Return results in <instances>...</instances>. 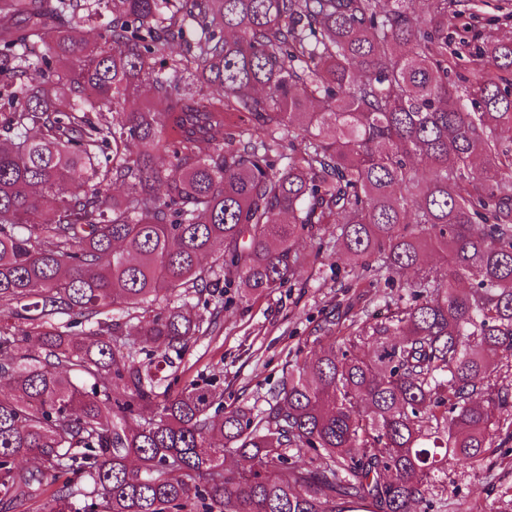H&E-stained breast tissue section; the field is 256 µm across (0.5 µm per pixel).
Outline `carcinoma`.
Returning a JSON list of instances; mask_svg holds the SVG:
<instances>
[{
    "label": "carcinoma",
    "instance_id": "1",
    "mask_svg": "<svg viewBox=\"0 0 512 512\" xmlns=\"http://www.w3.org/2000/svg\"><path fill=\"white\" fill-rule=\"evenodd\" d=\"M414 2L0 0V505L411 512L512 442V38L461 91L448 0ZM229 112L252 125L224 137ZM332 222L369 287L414 272L391 315L327 322L259 414L170 394L150 349L219 328L189 299L279 287Z\"/></svg>",
    "mask_w": 512,
    "mask_h": 512
}]
</instances>
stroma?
<instances>
[{
    "label": "stroma",
    "mask_w": 512,
    "mask_h": 512,
    "mask_svg": "<svg viewBox=\"0 0 512 512\" xmlns=\"http://www.w3.org/2000/svg\"><path fill=\"white\" fill-rule=\"evenodd\" d=\"M512 37V0H480L473 13L448 26L453 57L450 80H474L475 54L488 38ZM331 226L300 240L302 267L293 280L259 296L230 292L218 335L192 343L176 363L174 390L191 381L208 382L225 409H266L283 372L298 351H312L328 319L343 323L381 320L390 312L386 289L367 287L349 260L332 245ZM448 512H488L512 500V465L494 462L480 470L449 466Z\"/></svg>",
    "instance_id": "stroma-1"
}]
</instances>
